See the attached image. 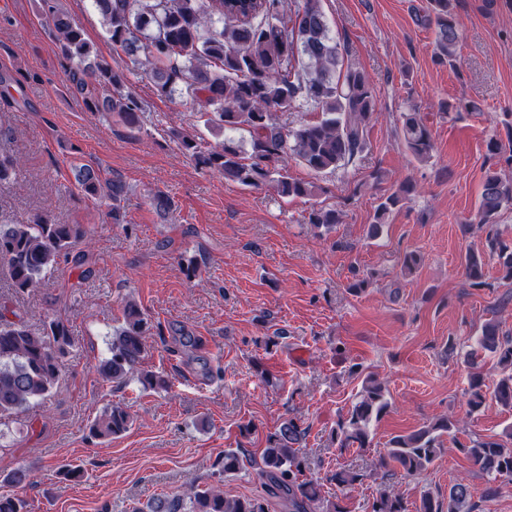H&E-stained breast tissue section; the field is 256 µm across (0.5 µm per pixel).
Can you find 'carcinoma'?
Returning a JSON list of instances; mask_svg holds the SVG:
<instances>
[{"label":"carcinoma","instance_id":"cac0c4a2","mask_svg":"<svg viewBox=\"0 0 512 512\" xmlns=\"http://www.w3.org/2000/svg\"><path fill=\"white\" fill-rule=\"evenodd\" d=\"M44 5V22L69 63L74 90L84 96L88 108L116 112L126 127L141 128L142 108L123 93L124 74L91 59L92 48L83 29L49 0H44ZM93 5L106 23L112 45L138 66L158 92L170 96L182 83L197 104L205 127L218 133L248 132L251 152L245 156L227 141L203 152L194 137L172 131L171 138L201 168L244 187L270 184L279 197L297 199L316 196L321 186L288 176V161L295 160L320 175L363 156L377 101L360 69L349 66L343 79H335L343 52L330 34L320 0H293L289 6L285 0H93ZM458 6L459 0H428L423 15V22L435 33L437 61L450 67L457 64L461 41ZM304 106L320 112V118L295 127L275 119L278 112H296ZM477 111L479 106L473 101L444 105V115L453 120L464 112ZM501 123L509 136L505 143L498 139L488 142L487 151L494 155L512 153V113H502ZM400 134L417 161L431 158L432 135L415 108L402 113ZM78 184L86 196L110 201L112 223H123L125 187L120 177L85 166L79 169ZM414 192L415 186L406 181L384 197L369 224V237H379L388 215ZM150 204L159 215L173 207L171 197L162 191L152 195ZM509 206L512 180L486 171L474 218V223L485 228V237L464 257L472 288L483 286L488 258L497 260L501 279L512 282V243H507L498 229L500 212ZM340 220L339 211L325 208L312 210L308 217V223L327 231ZM86 234L81 224H54L43 217L31 224H12L1 218L0 263L8 271L14 295L22 296L34 288ZM149 331L141 308L127 301L122 323L113 333L110 357L99 367L103 379L122 380L136 370ZM72 346L71 330L60 319L46 322L42 332L35 334L23 322L10 321L0 312V418L17 415L48 396L59 384L63 359ZM491 358L499 368L492 395L501 406L512 408V335L501 333L495 321L483 325L466 353L467 405L472 412L485 403L484 367ZM138 380L145 390L168 387L165 378L148 370L139 371ZM388 408L385 387L375 375L366 374L360 397L337 421L332 442L340 448L370 447L369 426ZM130 422L126 409L113 406L91 423L90 431L99 438L111 437L126 431ZM455 425L448 415L412 433L392 437L380 466L393 464L407 474L427 470ZM306 433L307 428L295 419L282 422L267 436L257 475L288 502V512H346L338 502L323 496L321 484L304 477L306 461L296 445ZM457 449L487 481H512V448L505 441L475 437L457 443ZM363 478L362 473L350 469L329 476L340 488ZM189 499V512H267L263 500L229 499L217 487L198 488ZM479 509L472 501L469 484L461 479L449 488L446 500L431 492L423 494L416 512ZM0 512H27L26 501L0 494ZM146 512H184V505L179 498L156 496L147 503ZM370 512L410 510L403 497L384 489L374 498Z\"/></svg>","mask_w":512,"mask_h":512}]
</instances>
